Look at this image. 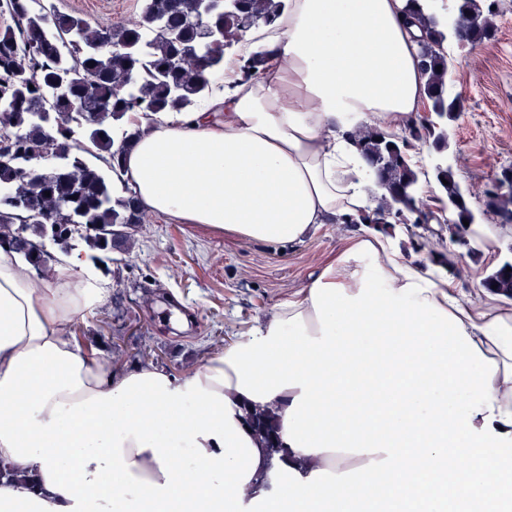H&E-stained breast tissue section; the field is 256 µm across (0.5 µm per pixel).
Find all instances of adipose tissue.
I'll return each mask as SVG.
<instances>
[{
	"mask_svg": "<svg viewBox=\"0 0 512 512\" xmlns=\"http://www.w3.org/2000/svg\"><path fill=\"white\" fill-rule=\"evenodd\" d=\"M402 6L286 0L284 34L251 46L262 78L225 58L223 90L162 116L118 182L146 213L263 244L359 219L371 175L347 130H401L425 94ZM108 291L86 255L37 280L0 248V464L44 488L0 486V512H512L486 481L512 476V304L463 295L394 237L354 239L179 378L74 339Z\"/></svg>",
	"mask_w": 512,
	"mask_h": 512,
	"instance_id": "obj_1",
	"label": "adipose tissue"
}]
</instances>
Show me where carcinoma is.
Here are the masks:
<instances>
[{
    "mask_svg": "<svg viewBox=\"0 0 512 512\" xmlns=\"http://www.w3.org/2000/svg\"><path fill=\"white\" fill-rule=\"evenodd\" d=\"M435 0H405V13L422 33L416 53L426 77L429 117L399 138L379 125H357L347 133L359 154L375 167L377 205L361 220L394 230L405 214L430 232L435 211L450 207V242L479 255L473 244L468 194L452 170L433 172L437 206L418 196L423 147L448 148V120L457 99L448 95L445 29L470 43L494 35L497 0H451V15L434 10ZM0 29V246H8L49 270L52 243L65 253L80 240L105 252L129 240L143 214L128 185L116 188L102 169L117 171L141 133L143 121L194 108L224 70L226 50L254 33L278 26L282 0H142L140 19L129 26L97 29L82 17L42 0H5ZM265 54L241 62L243 80L264 74ZM96 162H91L86 155ZM501 177L507 189L488 194L487 211L512 219V168ZM50 196H45V193ZM469 221L464 225L463 221ZM512 262L482 280L485 290L512 300Z\"/></svg>",
    "mask_w": 512,
    "mask_h": 512,
    "instance_id": "1",
    "label": "carcinoma"
}]
</instances>
